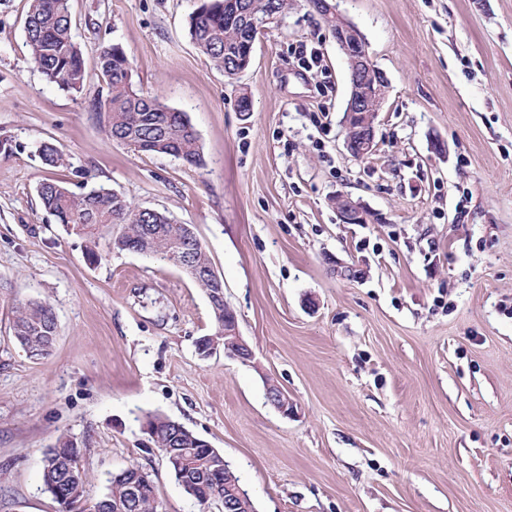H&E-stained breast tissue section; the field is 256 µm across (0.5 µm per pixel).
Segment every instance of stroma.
Returning <instances> with one entry per match:
<instances>
[{"label":"stroma","mask_w":512,"mask_h":512,"mask_svg":"<svg viewBox=\"0 0 512 512\" xmlns=\"http://www.w3.org/2000/svg\"><path fill=\"white\" fill-rule=\"evenodd\" d=\"M202 2L70 0L89 74L75 93L31 63L27 0H0V512H60L41 471L65 438L87 503L136 464L159 512H203L150 413L223 452L257 512H512V0H336L386 77L362 160L343 141L347 61L308 0L233 81L190 38ZM302 42L326 75L299 68ZM106 43L135 89L186 113L200 166L107 137ZM44 142L64 165L43 164ZM48 179L191 225L253 361L201 357L202 288L171 260L110 250L120 225L89 238L59 224L37 193ZM339 195L372 222L341 223ZM26 301L57 319L38 360L13 333Z\"/></svg>","instance_id":"1"}]
</instances>
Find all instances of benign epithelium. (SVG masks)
<instances>
[{"instance_id": "7a95c632", "label": "benign epithelium", "mask_w": 512, "mask_h": 512, "mask_svg": "<svg viewBox=\"0 0 512 512\" xmlns=\"http://www.w3.org/2000/svg\"><path fill=\"white\" fill-rule=\"evenodd\" d=\"M251 27L265 31L280 15L268 11H247ZM319 15L332 32L336 45L346 57L350 70V97L343 116L344 146L348 153L363 159L376 148L375 121L382 106L385 76L374 65L366 41L357 27L336 10L332 0H320ZM336 212L343 224H365L371 213L348 196H336ZM224 355L243 363L252 360L253 353L239 334L237 316L229 305H224V345L215 343L205 346L199 339L197 350L209 357L219 348ZM269 401L283 414L293 411L288 395L274 384L267 385Z\"/></svg>"}]
</instances>
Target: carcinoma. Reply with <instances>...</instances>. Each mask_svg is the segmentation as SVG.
<instances>
[{
    "instance_id": "1",
    "label": "carcinoma",
    "mask_w": 512,
    "mask_h": 512,
    "mask_svg": "<svg viewBox=\"0 0 512 512\" xmlns=\"http://www.w3.org/2000/svg\"><path fill=\"white\" fill-rule=\"evenodd\" d=\"M225 0H209L191 16L189 34L198 50L227 79L235 78L237 60L249 40L244 19L224 7ZM25 43L31 63L58 88L83 89L87 79L83 51L71 31L69 0H29ZM131 62L124 49L111 44L100 49L97 70L109 94L107 133L140 152L165 154L198 166L202 162L198 135L183 112L169 108L152 95L136 91L128 81ZM39 154L45 164L64 163L62 151L44 143ZM42 206L57 221L86 235L104 224H120L122 232L113 241L118 250H135L145 255L179 258V240L187 228L173 218L154 211L142 213L116 190L100 185L76 193L62 181L48 180L38 187ZM190 263L199 271L195 281L205 292L213 290L210 259L201 244H196ZM215 329L211 340L224 341V303L212 306ZM15 338L32 359L50 355L57 336L52 307L29 301L16 307ZM148 434L166 458L175 478L194 485L195 501L203 508L224 501L226 485L239 484L234 471L224 472V454L207 448L183 424L162 414L147 416ZM80 451L67 438L62 447L50 448L42 470L43 486L64 503L85 498L87 474L79 464ZM142 469L131 465L108 479L106 492L87 508V512H158L155 488L141 478Z\"/></svg>"
}]
</instances>
